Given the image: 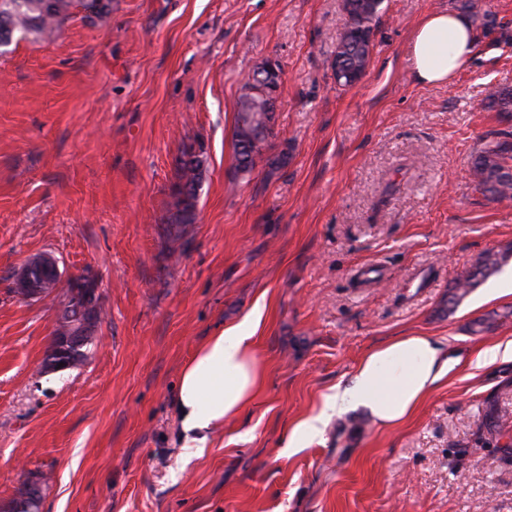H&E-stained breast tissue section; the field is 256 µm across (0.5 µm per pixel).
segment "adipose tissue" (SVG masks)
Wrapping results in <instances>:
<instances>
[{
    "label": "adipose tissue",
    "mask_w": 512,
    "mask_h": 512,
    "mask_svg": "<svg viewBox=\"0 0 512 512\" xmlns=\"http://www.w3.org/2000/svg\"><path fill=\"white\" fill-rule=\"evenodd\" d=\"M477 36L462 15L440 10L415 28L409 62L425 85H449L473 61ZM261 310L210 337L185 365L177 403L185 431L196 432L238 414L262 385L255 352ZM452 350L428 336H397L369 350L346 384L324 400L326 410L363 408L385 427L407 421L455 367Z\"/></svg>",
    "instance_id": "1"
}]
</instances>
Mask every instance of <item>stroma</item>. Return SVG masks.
<instances>
[{"label":"stroma","mask_w":512,"mask_h":512,"mask_svg":"<svg viewBox=\"0 0 512 512\" xmlns=\"http://www.w3.org/2000/svg\"><path fill=\"white\" fill-rule=\"evenodd\" d=\"M452 85L415 81L413 29L461 0H383L354 87L331 67L343 0H110L0 49V506L42 476V512H512V201L470 160L511 122L512 0ZM278 61L269 157L236 169L234 103ZM203 161L193 224L170 227L183 154ZM501 270L451 304L485 251ZM52 254L92 276L104 314L86 362L47 372L58 303L15 290ZM262 308L264 386L189 440L180 374L210 336ZM429 336L461 362L404 423L323 407L371 348ZM487 101L488 107L496 109L506 120L512 118V89L493 87Z\"/></svg>","instance_id":"stroma-1"}]
</instances>
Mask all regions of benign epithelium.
Segmentation results:
<instances>
[{
	"instance_id": "7a95c632",
	"label": "benign epithelium",
	"mask_w": 512,
	"mask_h": 512,
	"mask_svg": "<svg viewBox=\"0 0 512 512\" xmlns=\"http://www.w3.org/2000/svg\"><path fill=\"white\" fill-rule=\"evenodd\" d=\"M280 74L276 61L266 60L262 68L253 72L250 76L251 86L254 92L264 95L269 100V105H274L275 81ZM56 266V260L49 254H43L38 259V264H26L19 273L18 290L22 291V297L33 300L46 297L44 291L33 288L29 284L31 273L36 268ZM99 300L98 289L93 281L87 277L73 280L68 285V297L64 299L57 314V328L59 332L51 337L49 354L50 366L58 367L62 362L60 354L76 349L83 345L87 339L95 334L93 319V304Z\"/></svg>"
}]
</instances>
